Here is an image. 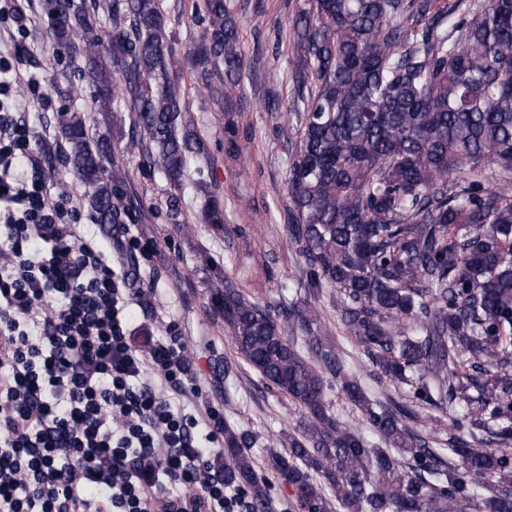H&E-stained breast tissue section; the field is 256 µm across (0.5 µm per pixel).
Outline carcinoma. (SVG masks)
Masks as SVG:
<instances>
[{
  "label": "carcinoma",
  "instance_id": "carcinoma-1",
  "mask_svg": "<svg viewBox=\"0 0 512 512\" xmlns=\"http://www.w3.org/2000/svg\"><path fill=\"white\" fill-rule=\"evenodd\" d=\"M64 101L56 138L33 134L43 175L65 169L110 241L142 211L112 129L91 135L74 107L123 99L143 160L166 176L165 207L183 225L187 156L207 157L180 74L233 95L243 59L228 0H192L190 47L170 35L161 0H40ZM112 40L98 34L100 12ZM294 107L304 122L288 173L289 242L312 285L339 292V318L380 375L412 402L448 411V456L409 428L414 412L372 397L340 353L294 328L314 308L271 311L226 278L211 306L240 358L302 411L288 454L271 465L296 512H512V0H308L292 22ZM219 78L223 88L212 83ZM494 182L484 186L485 167ZM203 224L224 223L208 184ZM337 388L378 435L369 444L326 401ZM486 432L497 448H483ZM246 431L224 429V485L239 512H265ZM328 486L333 497L324 494Z\"/></svg>",
  "mask_w": 512,
  "mask_h": 512
}]
</instances>
